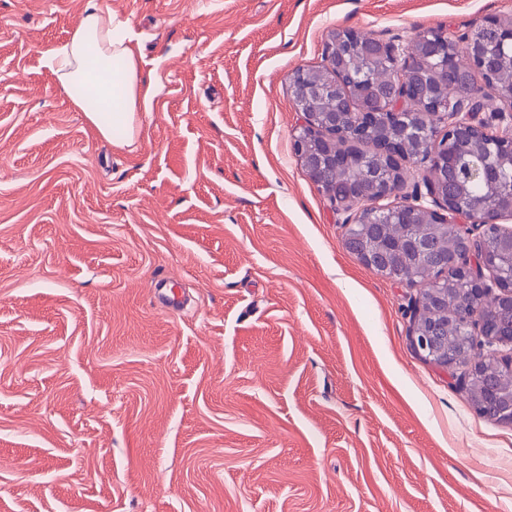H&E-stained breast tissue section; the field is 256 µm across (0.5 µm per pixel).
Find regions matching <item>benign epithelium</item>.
<instances>
[{"instance_id": "obj_1", "label": "benign epithelium", "mask_w": 512, "mask_h": 512, "mask_svg": "<svg viewBox=\"0 0 512 512\" xmlns=\"http://www.w3.org/2000/svg\"><path fill=\"white\" fill-rule=\"evenodd\" d=\"M340 38L356 45L365 56L392 64L401 74V79L393 88L378 92L365 83L359 84L362 97L368 99L359 120L352 128L343 129L336 124V114L320 115L316 112L302 113V122L295 129L292 147L295 156L305 168L309 178L316 186H321L320 176L323 168L336 163V151L332 138L342 136L356 140L366 135L373 127L376 116L381 114L380 103L388 99L393 103V110L387 116L399 119L406 105L413 103L420 109H428V116L434 119L438 133L433 137L429 153L414 161L416 171L429 172V176L415 184L413 192L402 194L403 187L385 180L377 186L378 195L371 196L352 186L347 193H326L330 203L337 212L345 214L344 227L356 223L357 217L364 210L373 212H390L395 217L403 212L418 213L438 224L455 223L461 218L457 212V192L448 191V184L441 182L440 170L450 163L449 148L470 132L478 130L483 134V155L479 163L461 173L467 180H478L485 185L486 192L497 196L502 192L500 165L503 160H512V123L504 127H493L480 118L486 107L477 103L451 106L433 98L426 99L417 82V68L427 59L437 61V67L444 73L454 76L462 72H479L490 74L500 61L505 51H512V15L495 17L485 21L479 28L464 35L462 42L467 45L466 60H461L453 51V43L448 41V34L438 29H424L418 33L415 45L400 51L397 44L374 35H364L353 29L340 31ZM326 66L338 71L348 68L347 59L336 53V39L332 38L325 46ZM293 97L299 102L320 95L324 87L311 81L303 69L295 72L292 83ZM411 137L409 128H402L397 135L387 138L380 147V156L388 164H398L404 154L406 139ZM392 197L394 202L381 205L379 201ZM464 220L471 227L462 231L466 241L471 243L468 250L456 257L454 266L456 274L469 286L473 299L470 327L472 335L479 337V352L500 356L495 349L498 337L493 326L480 317L481 309L489 301L512 299V258L508 267H503L498 255L484 249L485 240L497 229L512 239V228L503 225L512 220V203L505 209L493 213L468 212ZM429 313L415 304L411 328L412 341L416 351L423 357L440 356L443 368H448V354H439L432 343V333L427 330L425 321Z\"/></svg>"}]
</instances>
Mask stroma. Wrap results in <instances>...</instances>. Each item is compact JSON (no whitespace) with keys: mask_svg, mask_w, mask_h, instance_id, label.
Listing matches in <instances>:
<instances>
[{"mask_svg":"<svg viewBox=\"0 0 512 512\" xmlns=\"http://www.w3.org/2000/svg\"><path fill=\"white\" fill-rule=\"evenodd\" d=\"M102 2L153 85L130 148L41 61L90 0H0V512H512V425L415 352L418 286L346 249L291 140L331 31L512 0ZM293 97L298 102H305L310 98L319 96L324 87L318 83L312 82L304 69H298L292 83Z\"/></svg>","mask_w":512,"mask_h":512,"instance_id":"stroma-1","label":"stroma"}]
</instances>
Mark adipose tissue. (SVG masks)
Instances as JSON below:
<instances>
[{
    "instance_id": "obj_1",
    "label": "adipose tissue",
    "mask_w": 512,
    "mask_h": 512,
    "mask_svg": "<svg viewBox=\"0 0 512 512\" xmlns=\"http://www.w3.org/2000/svg\"><path fill=\"white\" fill-rule=\"evenodd\" d=\"M126 27L107 6L93 0L69 40L43 54L71 103L85 111L100 136L118 139L123 146L135 142L139 133L136 113L149 107L152 90L141 74ZM91 96L99 110H87L86 100Z\"/></svg>"
}]
</instances>
